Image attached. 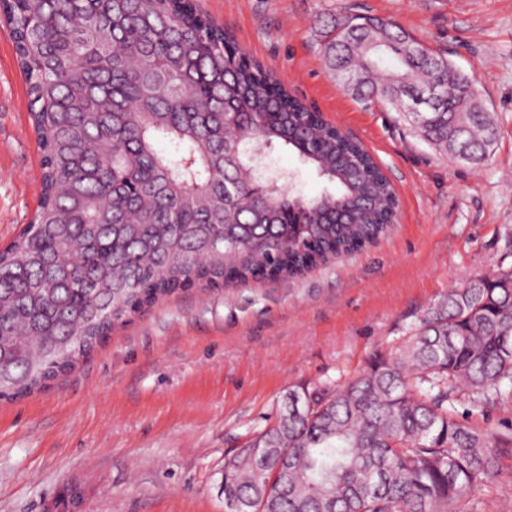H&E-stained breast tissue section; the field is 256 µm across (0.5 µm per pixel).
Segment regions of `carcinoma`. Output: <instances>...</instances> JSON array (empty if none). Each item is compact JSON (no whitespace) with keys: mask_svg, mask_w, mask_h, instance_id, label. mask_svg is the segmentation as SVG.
Returning <instances> with one entry per match:
<instances>
[{"mask_svg":"<svg viewBox=\"0 0 512 512\" xmlns=\"http://www.w3.org/2000/svg\"><path fill=\"white\" fill-rule=\"evenodd\" d=\"M41 151L36 215L0 251V399L73 366L112 327L191 288L288 280L376 243L397 195L368 151L288 93L196 0H0ZM327 66L448 158L488 163L498 119L471 77L397 24H335ZM166 143L171 151L160 149ZM293 153L326 182L304 202ZM255 185L271 186L265 212ZM512 403V269L450 288L342 386L285 394L224 464L236 512H480L512 433L457 418ZM268 163L276 171H288V187L295 195L312 197L322 192L325 181L315 171L301 164L296 156L283 149L274 150Z\"/></svg>","mask_w":512,"mask_h":512,"instance_id":"cac0c4a2","label":"carcinoma"}]
</instances>
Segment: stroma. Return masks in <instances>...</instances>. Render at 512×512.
<instances>
[{
  "label": "stroma",
  "mask_w": 512,
  "mask_h": 512,
  "mask_svg": "<svg viewBox=\"0 0 512 512\" xmlns=\"http://www.w3.org/2000/svg\"><path fill=\"white\" fill-rule=\"evenodd\" d=\"M288 91L361 142L399 195L375 246L289 281L172 294L44 388L0 400V512H228L224 462L297 386L337 387L396 350L449 287L512 267V0H197ZM351 14L395 21L472 75L499 138L481 168L421 141L389 105L344 90L325 34ZM41 155L0 27V248L35 213ZM293 194L325 182L283 149Z\"/></svg>",
  "instance_id": "stroma-1"
}]
</instances>
